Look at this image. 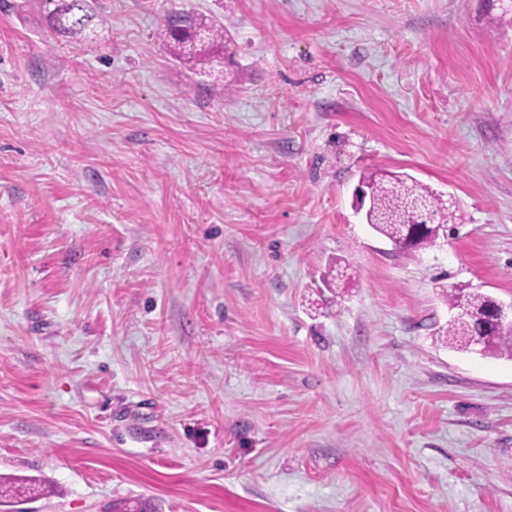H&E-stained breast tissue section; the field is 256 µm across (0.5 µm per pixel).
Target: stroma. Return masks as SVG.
<instances>
[{
  "instance_id": "obj_1",
  "label": "stroma",
  "mask_w": 512,
  "mask_h": 512,
  "mask_svg": "<svg viewBox=\"0 0 512 512\" xmlns=\"http://www.w3.org/2000/svg\"><path fill=\"white\" fill-rule=\"evenodd\" d=\"M0 0V475L12 512H512V359L438 284L512 301V0ZM224 24L198 86L157 36ZM375 169L454 196L408 259ZM349 266L345 293L326 285ZM53 9L47 15L51 35L75 37L90 29L94 13L89 0H52ZM441 295L457 315L449 321L444 332L445 342L457 350L469 351L471 336H481L484 340L483 356L512 358V325L490 322L487 311L493 300L481 293L467 291L462 285L438 284ZM484 319V320H483ZM36 487L35 480L20 479L16 477H0V507L8 506L10 499L18 495H25L27 492H34Z\"/></svg>"
}]
</instances>
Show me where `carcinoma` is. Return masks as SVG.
I'll return each instance as SVG.
<instances>
[{"mask_svg": "<svg viewBox=\"0 0 512 512\" xmlns=\"http://www.w3.org/2000/svg\"><path fill=\"white\" fill-rule=\"evenodd\" d=\"M52 2L53 9L47 15L51 35L75 37L90 29L94 20L91 0ZM158 36L172 58L206 76L223 71L225 56L233 54L229 43L224 41V24L189 12L165 14ZM362 183L368 189L367 224L404 255L413 258L417 252L434 246L428 234H419L412 240L405 237L403 221L417 214V205H424L437 224L455 223L453 200H443L409 176L374 171L364 175ZM438 288L449 307L458 310L444 332L449 346L466 351L470 338L480 336L484 340L482 355L512 358V325L489 321L488 309L493 304L490 297L462 285L440 284ZM35 489L34 480L0 477V507L10 503L11 498Z\"/></svg>", "mask_w": 512, "mask_h": 512, "instance_id": "1", "label": "carcinoma"}]
</instances>
